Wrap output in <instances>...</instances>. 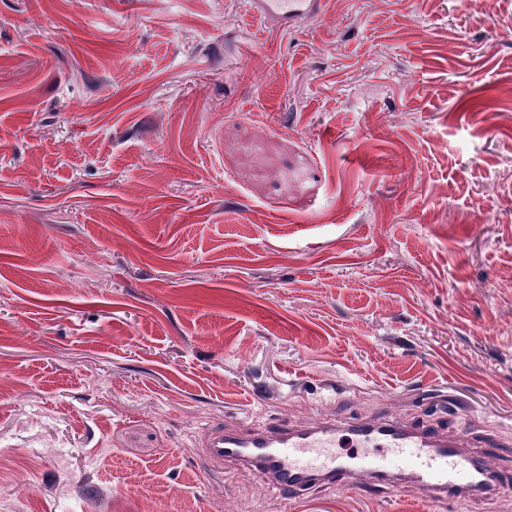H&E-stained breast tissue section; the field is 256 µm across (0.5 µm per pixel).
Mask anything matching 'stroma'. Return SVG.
Returning a JSON list of instances; mask_svg holds the SVG:
<instances>
[{
  "label": "stroma",
  "instance_id": "35a3bbf8",
  "mask_svg": "<svg viewBox=\"0 0 512 512\" xmlns=\"http://www.w3.org/2000/svg\"><path fill=\"white\" fill-rule=\"evenodd\" d=\"M427 420L498 490L210 462ZM0 512H512V0H0ZM252 13L264 22H274L288 31L301 22L319 15L323 0H248Z\"/></svg>",
  "mask_w": 512,
  "mask_h": 512
}]
</instances>
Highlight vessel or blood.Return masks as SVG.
Returning a JSON list of instances; mask_svg holds the SVG:
<instances>
[{
    "mask_svg": "<svg viewBox=\"0 0 512 512\" xmlns=\"http://www.w3.org/2000/svg\"><path fill=\"white\" fill-rule=\"evenodd\" d=\"M260 20L287 31L319 15L323 0H248ZM346 453H338L340 442ZM206 456L223 462L232 459L270 475L283 492L301 480L330 484L358 478L388 482L407 475L427 496L456 499L472 493L487 474L485 451H464L459 441L447 438L420 422L408 427L393 421L380 425L356 422L345 434L335 424L315 421L291 425L282 421L250 435L217 427L204 442Z\"/></svg>",
    "mask_w": 512,
    "mask_h": 512,
    "instance_id": "1",
    "label": "vessel or blood"
}]
</instances>
